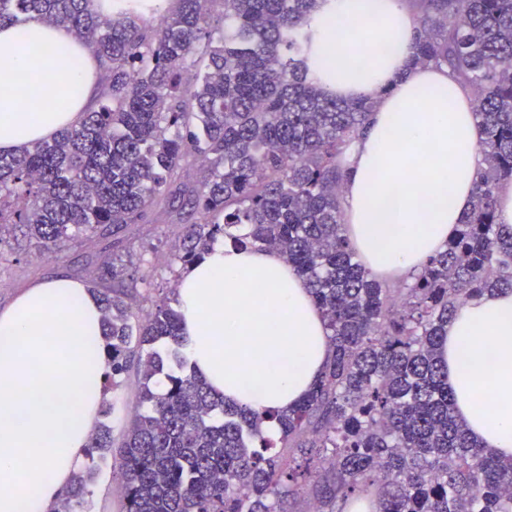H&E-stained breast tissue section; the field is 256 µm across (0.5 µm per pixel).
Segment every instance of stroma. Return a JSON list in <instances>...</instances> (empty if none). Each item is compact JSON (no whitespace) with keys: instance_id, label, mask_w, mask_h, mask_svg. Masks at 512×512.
Here are the masks:
<instances>
[{"instance_id":"stroma-1","label":"stroma","mask_w":512,"mask_h":512,"mask_svg":"<svg viewBox=\"0 0 512 512\" xmlns=\"http://www.w3.org/2000/svg\"><path fill=\"white\" fill-rule=\"evenodd\" d=\"M183 232V225L169 223L160 207L153 223L128 225L116 238H78L60 255L41 261L35 260L24 237L15 235L0 244V308L8 306L31 283L61 272L78 281L92 282L103 256L115 251L132 256L139 268V278L133 283L139 294L138 304L151 309L156 301L170 295L167 263Z\"/></svg>"}]
</instances>
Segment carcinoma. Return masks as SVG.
<instances>
[{"label":"carcinoma","instance_id":"obj_1","mask_svg":"<svg viewBox=\"0 0 512 512\" xmlns=\"http://www.w3.org/2000/svg\"><path fill=\"white\" fill-rule=\"evenodd\" d=\"M222 26H210L213 6ZM0 0L4 22L63 25L104 75L77 125L22 155L0 153V243L21 230L51 257L81 235L117 234L167 206L194 215L170 269L218 241L282 256L307 282L330 357L306 397L265 417L215 395L184 356L181 314L140 313L133 262L99 279L108 388L137 365L138 410L115 443L91 435V465L53 512H86L98 461L118 448L124 512H512V458L479 448L454 415L440 347L472 296L512 291V0H411L416 65L445 66L474 94L482 175L455 235L415 274L381 281L344 235L342 158L375 103L322 94L303 64L318 0ZM196 167L200 178L184 179Z\"/></svg>","mask_w":512,"mask_h":512}]
</instances>
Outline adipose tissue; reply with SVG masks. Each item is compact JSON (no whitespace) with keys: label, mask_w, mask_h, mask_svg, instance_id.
I'll use <instances>...</instances> for the list:
<instances>
[{"label":"adipose tissue","mask_w":512,"mask_h":512,"mask_svg":"<svg viewBox=\"0 0 512 512\" xmlns=\"http://www.w3.org/2000/svg\"><path fill=\"white\" fill-rule=\"evenodd\" d=\"M405 0H319L304 64L331 97L376 104L347 157L346 233L376 274L418 270L470 211L480 180L471 90L446 67L415 66ZM392 45L388 55L374 51ZM71 30L0 25V151L22 154L76 125L94 95ZM38 103L30 122L21 102ZM184 352L213 390L259 413L285 410L329 357L311 293L275 253L215 246L179 281ZM455 414L495 455L512 456V291L460 306L441 347ZM100 304L60 275L0 309V512H47L81 465L104 398Z\"/></svg>","instance_id":"adipose-tissue-1"}]
</instances>
